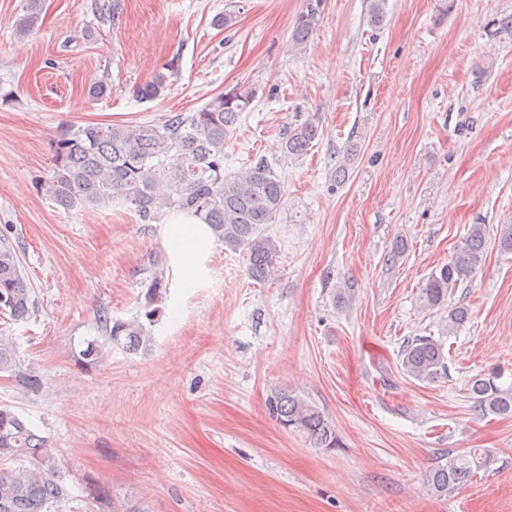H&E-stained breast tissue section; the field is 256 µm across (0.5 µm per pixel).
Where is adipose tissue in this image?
I'll list each match as a JSON object with an SVG mask.
<instances>
[{"instance_id":"adipose-tissue-1","label":"adipose tissue","mask_w":512,"mask_h":512,"mask_svg":"<svg viewBox=\"0 0 512 512\" xmlns=\"http://www.w3.org/2000/svg\"><path fill=\"white\" fill-rule=\"evenodd\" d=\"M172 265L184 285H192L201 274L203 262L215 245L207 224L184 213H174L162 229Z\"/></svg>"}]
</instances>
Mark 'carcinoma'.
Instances as JSON below:
<instances>
[{
    "mask_svg": "<svg viewBox=\"0 0 512 512\" xmlns=\"http://www.w3.org/2000/svg\"><path fill=\"white\" fill-rule=\"evenodd\" d=\"M321 0L308 3L293 27L290 44L302 51L316 30ZM42 0H27L16 30L26 35L36 27ZM168 89V76L157 74L137 89V96L154 100ZM255 100V90L239 86L216 95L201 108L178 113L161 125L93 124L75 131H63L53 146V163L41 189L67 211L106 207L115 198L135 207L144 221L160 219L164 209L185 211L208 224L215 240L233 251L247 253V272L257 282H267L277 271L280 249L265 234V225L274 222L286 205L281 177L266 159L238 174H224V143L242 114ZM320 136L313 120L286 128L281 151L290 158L307 153ZM359 142L350 141L334 171V181L342 182L349 166L359 155ZM179 163L166 162L170 153ZM484 225L471 226L467 237L439 272L431 273L420 288L423 307L440 309L448 301V289L466 285L475 276L485 249ZM143 317L114 319L107 312L98 316L100 336L86 341L77 361L92 366L102 361L106 349L121 346L128 351L148 347L150 331L144 322H154L166 293V264L152 259L149 276L139 282ZM33 289L23 273L17 249L0 240V312L14 321L33 314ZM469 319L463 305L448 311V335L457 333ZM399 362L407 376L431 383L448 375L444 342L432 336L407 341L400 350ZM0 372L27 394L37 395L44 388V375L23 366L13 342L0 336ZM499 376L476 378L469 384L470 394L484 414L512 416V387L496 383ZM269 410L279 425L302 434L317 448H337L336 431L323 413L301 396L283 390L268 400ZM21 463L7 467L4 461ZM488 456L473 449L458 455L429 474L430 490L446 495L487 465ZM69 496L60 475L58 458L48 440L37 435L11 409L0 407V512H51Z\"/></svg>",
    "mask_w": 512,
    "mask_h": 512,
    "instance_id": "obj_1",
    "label": "carcinoma"
}]
</instances>
